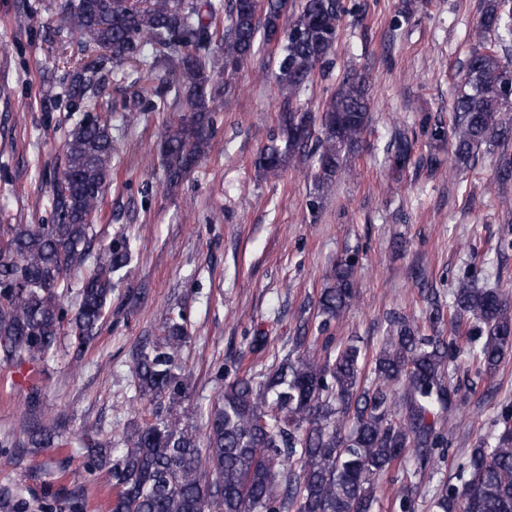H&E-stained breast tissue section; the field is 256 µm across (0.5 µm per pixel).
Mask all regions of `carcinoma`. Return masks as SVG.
Returning <instances> with one entry per match:
<instances>
[{
	"instance_id": "obj_1",
	"label": "carcinoma",
	"mask_w": 512,
	"mask_h": 512,
	"mask_svg": "<svg viewBox=\"0 0 512 512\" xmlns=\"http://www.w3.org/2000/svg\"><path fill=\"white\" fill-rule=\"evenodd\" d=\"M287 0H72L69 27L90 45L131 60L147 75L163 64L171 78L140 87L153 110L167 99L187 113L158 131L157 150L168 190L208 154L214 111L215 73L234 71L250 59L258 38L281 44L276 83L283 100L277 132L255 158L267 178L314 142L310 207L328 195L359 152L369 126L372 100L365 77L349 71L314 114L294 106L316 67L335 54L339 0H303L283 26ZM505 0H484L451 112V128L438 123L429 136L453 141V162L467 165L482 145L512 141V62L498 44L511 31ZM95 67L72 73L73 96L97 86ZM414 141L399 128L386 145L392 169L408 164ZM116 153L112 126L95 114L76 126L66 144V165L53 180V224L0 225V360H40L56 348L68 326L77 348L98 334L115 283L133 273L126 237L94 247V221L112 177ZM356 258L336 260L319 297L325 319L319 331L341 320L356 294ZM79 272L78 305L65 318L61 300ZM471 321L468 331L463 320ZM448 322V335L436 324ZM427 334L401 316L389 320L371 359L375 386L361 388L366 350L351 336L323 340L324 356L310 350L306 329L262 376L234 371L210 414L206 438L183 423L179 410L188 387L182 352L189 342L185 318L171 311L161 339L136 356L133 382L141 401L153 407L123 432L121 455L112 442L79 439L91 467L112 476L110 512H373L378 477L416 448L424 469L439 449L450 446L454 429L439 424L452 411L459 387L450 364L470 360L490 373L512 350V302L499 290L459 279L452 305L431 303ZM492 444L478 443L462 460V484H447L434 497L435 512H512V406L497 422ZM36 448L61 445L53 425L27 430Z\"/></svg>"
}]
</instances>
